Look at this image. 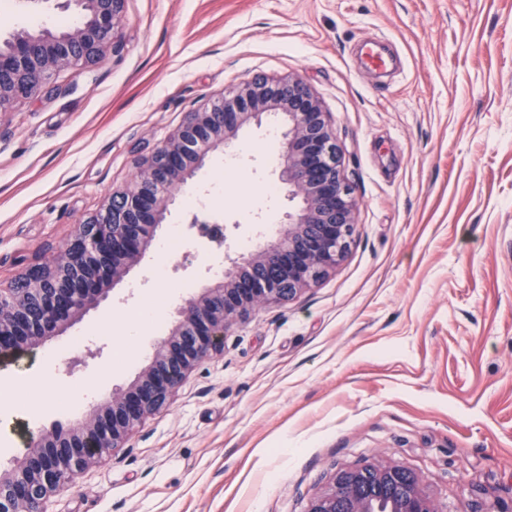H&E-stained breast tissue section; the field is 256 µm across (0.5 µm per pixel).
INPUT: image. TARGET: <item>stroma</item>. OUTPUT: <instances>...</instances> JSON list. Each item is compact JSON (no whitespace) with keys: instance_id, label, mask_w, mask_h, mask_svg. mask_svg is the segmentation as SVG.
Wrapping results in <instances>:
<instances>
[{"instance_id":"1","label":"stroma","mask_w":512,"mask_h":512,"mask_svg":"<svg viewBox=\"0 0 512 512\" xmlns=\"http://www.w3.org/2000/svg\"><path fill=\"white\" fill-rule=\"evenodd\" d=\"M8 2L0 38L72 21L56 0ZM123 15L117 52L0 115V286L63 249L187 113L258 73L301 77L320 99L357 229L323 282L232 327L46 512H307L335 473L389 464L439 512H512V0H125ZM370 40L399 59L390 76L360 67ZM237 142L235 176L211 153L106 300L0 368V464L24 448L16 423L90 410L27 408L48 369L62 391L130 385L192 291L274 237L282 144L265 124ZM199 210L223 217L224 245L192 223ZM163 288L126 343L121 327ZM93 341L103 357L69 370Z\"/></svg>"}]
</instances>
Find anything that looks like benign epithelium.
I'll return each instance as SVG.
<instances>
[{"instance_id": "benign-epithelium-1", "label": "benign epithelium", "mask_w": 512, "mask_h": 512, "mask_svg": "<svg viewBox=\"0 0 512 512\" xmlns=\"http://www.w3.org/2000/svg\"><path fill=\"white\" fill-rule=\"evenodd\" d=\"M74 22L62 33L45 27L0 40V112L38 91H59L54 77L86 70L118 50L124 0H68ZM281 122L279 180L298 206L283 213L266 247L233 262L217 282L188 299L179 323L150 363L125 388L99 400L65 427L27 432L24 454L0 467V512H45L50 495L66 488L109 449L122 448L147 416L167 406L187 374L224 348V333L257 308L289 301L342 261L355 232V202L341 172L340 150L321 103L298 77L256 75L183 124L141 158L129 187L79 225L52 261L28 267L0 289V361L34 354L51 336L102 302L158 238L175 194L212 152L232 156L239 130ZM206 234L224 238L215 218ZM437 512L420 480L400 464L342 470L315 496L308 512Z\"/></svg>"}]
</instances>
